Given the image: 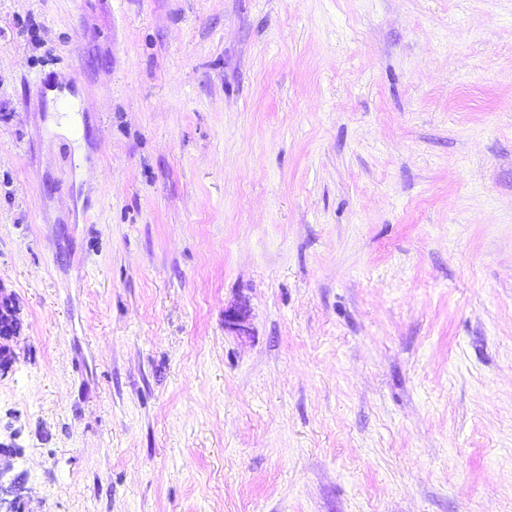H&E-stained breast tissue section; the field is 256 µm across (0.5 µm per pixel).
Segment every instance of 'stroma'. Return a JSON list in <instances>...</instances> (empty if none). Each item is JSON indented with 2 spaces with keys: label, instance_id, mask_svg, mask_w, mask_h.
Returning <instances> with one entry per match:
<instances>
[{
  "label": "stroma",
  "instance_id": "35a3bbf8",
  "mask_svg": "<svg viewBox=\"0 0 512 512\" xmlns=\"http://www.w3.org/2000/svg\"><path fill=\"white\" fill-rule=\"evenodd\" d=\"M0 295L26 512H512V0H0Z\"/></svg>",
  "mask_w": 512,
  "mask_h": 512
}]
</instances>
